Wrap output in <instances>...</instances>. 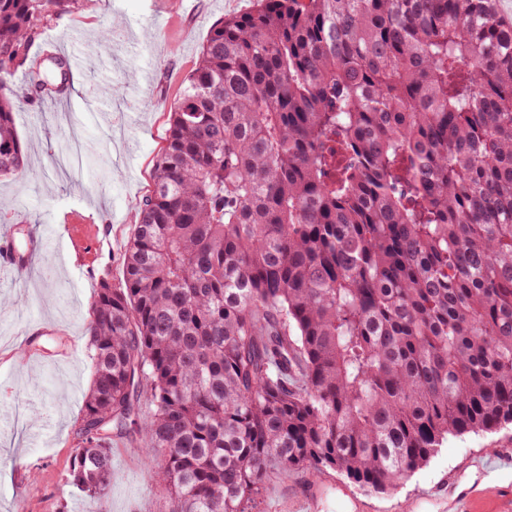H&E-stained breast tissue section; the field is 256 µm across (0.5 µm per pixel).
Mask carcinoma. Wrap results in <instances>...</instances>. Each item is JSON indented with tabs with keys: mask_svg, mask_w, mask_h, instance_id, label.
<instances>
[{
	"mask_svg": "<svg viewBox=\"0 0 512 512\" xmlns=\"http://www.w3.org/2000/svg\"><path fill=\"white\" fill-rule=\"evenodd\" d=\"M76 0H0L8 84ZM98 284L66 484L140 438L170 512H248L271 475L391 494L450 436L512 424V24L491 0H257L211 30Z\"/></svg>",
	"mask_w": 512,
	"mask_h": 512,
	"instance_id": "carcinoma-1",
	"label": "carcinoma"
}]
</instances>
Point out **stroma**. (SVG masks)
<instances>
[{
  "label": "stroma",
  "mask_w": 512,
  "mask_h": 512,
  "mask_svg": "<svg viewBox=\"0 0 512 512\" xmlns=\"http://www.w3.org/2000/svg\"><path fill=\"white\" fill-rule=\"evenodd\" d=\"M255 0H76L41 26L30 52L58 78L55 46L82 58L78 88L66 103H23L15 117L27 178L0 180L8 203L0 221L43 237L35 273L0 269V512H168L156 463L140 442L112 447L116 477L106 493L86 497L65 485L94 368L85 328L101 275L122 279L121 257L136 203L149 194L166 144L169 113L181 80L199 60L211 28L251 11ZM99 56L87 46L107 28ZM86 216L74 232L59 212ZM32 344H25V337ZM476 456L502 461L494 480L471 465ZM307 473L270 478L251 512H277L282 498L310 483ZM317 481L315 512H448L449 495L464 494L460 512H512V427L452 437L394 494L368 492L327 471Z\"/></svg>",
  "instance_id": "stroma-1"
}]
</instances>
